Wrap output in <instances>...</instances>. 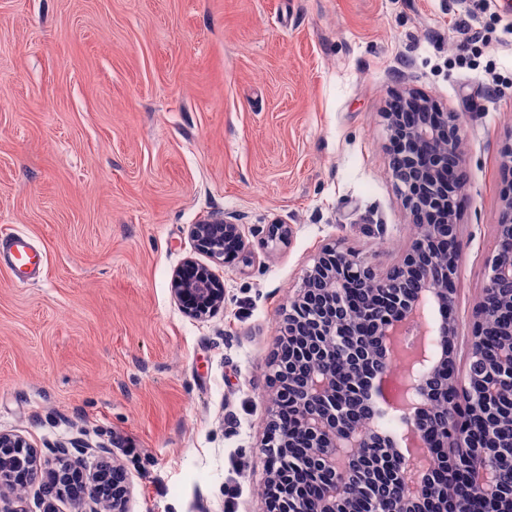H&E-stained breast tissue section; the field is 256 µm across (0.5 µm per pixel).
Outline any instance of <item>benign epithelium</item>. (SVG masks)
I'll return each instance as SVG.
<instances>
[{
	"label": "benign epithelium",
	"mask_w": 512,
	"mask_h": 512,
	"mask_svg": "<svg viewBox=\"0 0 512 512\" xmlns=\"http://www.w3.org/2000/svg\"><path fill=\"white\" fill-rule=\"evenodd\" d=\"M403 105L418 109V121L410 125L404 112H388L390 140L406 141V153L391 164L394 179L400 185L403 200L412 219L426 225V235L414 240L402 259L391 270L379 274L356 251L339 243L322 248L312 267L306 269L303 286L291 302L283 321L282 335L276 347L294 346L297 360L303 362L323 354L325 346L336 344V324L345 301V288L353 282L379 290L382 304L374 307L377 348L355 389L368 409L362 440L379 448L386 458L393 457L398 443L375 427L383 406L390 403L384 385L387 365L395 356L396 340L408 321L423 318L425 298H430L438 313L437 322L422 332L419 345L412 350L417 369L409 370L408 384L400 391L395 409L402 412L409 431L407 438L423 448L443 446L460 448L469 459L477 487L485 494L495 491L490 480L492 467L498 462L512 463V440L496 445L494 459L487 456V446L477 443L466 422L457 411L469 412L490 408L503 397L512 396V348L503 350L492 365L483 363L482 336L493 327L483 298L473 311L472 331L464 374L469 384L452 399L448 425L431 434L425 426L426 412L439 394V375H457L454 361L455 323L451 318L459 265L457 215L455 200L448 188H456L461 175L462 159L457 145L461 140L460 117L441 112L425 96L410 93L402 97ZM502 209L496 225V254L489 265L485 289L512 291V143L503 147ZM290 227L270 224L266 241L284 242ZM198 250L215 263L228 266L249 262L251 244L240 225L226 219L206 220L191 229ZM235 247V259L224 258V241ZM172 293L189 315L202 318L224 304V281L215 271L194 259H186L172 276ZM271 384L279 390L272 401L270 421L275 422L284 402L296 400L288 372L273 358ZM298 401V400H296ZM296 430L308 438L309 463L314 469L339 473L340 482L330 484L315 500L301 497L293 482L297 464L291 459L293 429L267 432L264 482L265 512H336L343 491L344 469H336L340 448L345 441L346 410L336 400V380L328 369L304 389L296 406ZM55 469L42 470L41 451L31 447L18 435L0 432V512H18L9 506V497L38 481L44 497L43 512H55L54 499L69 490L73 512H99L97 506L110 504L111 512H125L130 486L123 466L105 462L100 469L81 478L74 488L73 476L66 468L71 458L85 454L88 447L75 441L49 449ZM399 485L395 502L382 512H413V503L422 491L428 468L435 465L429 454L396 457Z\"/></svg>",
	"instance_id": "1"
}]
</instances>
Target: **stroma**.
I'll return each mask as SVG.
<instances>
[{"label":"stroma","instance_id":"35a3bbf8","mask_svg":"<svg viewBox=\"0 0 512 512\" xmlns=\"http://www.w3.org/2000/svg\"><path fill=\"white\" fill-rule=\"evenodd\" d=\"M485 34L472 42L467 29ZM413 89L462 124L452 317L465 351L512 141V13L498 0H0V431L121 463L128 512H264L269 361L322 247L386 273L412 220L385 112ZM254 249L196 320L171 278L193 224ZM289 241L263 247L268 225ZM2 261L19 279L24 280L33 278L43 265L41 252L21 233H15L8 238L7 252Z\"/></svg>","mask_w":512,"mask_h":512}]
</instances>
